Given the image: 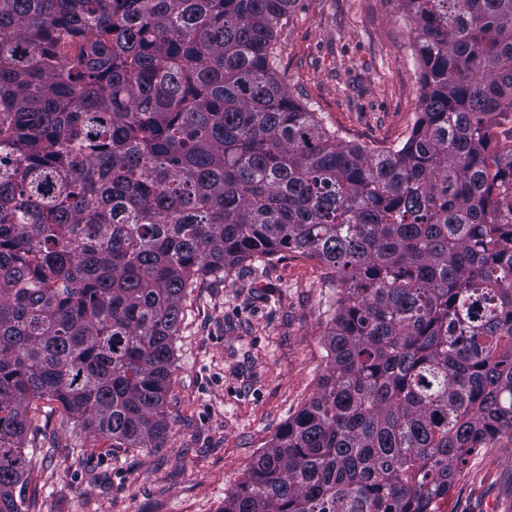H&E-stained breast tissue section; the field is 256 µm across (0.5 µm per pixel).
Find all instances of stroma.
I'll return each mask as SVG.
<instances>
[{
    "mask_svg": "<svg viewBox=\"0 0 512 512\" xmlns=\"http://www.w3.org/2000/svg\"><path fill=\"white\" fill-rule=\"evenodd\" d=\"M275 68L339 137L402 144L419 112L420 68L395 0H298ZM328 271L290 253L200 278L182 302L161 448H116L54 401L29 407V512H220L276 432L318 391ZM441 512H512V436L479 449Z\"/></svg>",
    "mask_w": 512,
    "mask_h": 512,
    "instance_id": "obj_1",
    "label": "stroma"
}]
</instances>
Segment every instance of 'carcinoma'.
Returning a JSON list of instances; mask_svg holds the SVG:
<instances>
[{
	"label": "carcinoma",
	"mask_w": 512,
	"mask_h": 512,
	"mask_svg": "<svg viewBox=\"0 0 512 512\" xmlns=\"http://www.w3.org/2000/svg\"><path fill=\"white\" fill-rule=\"evenodd\" d=\"M297 0H0V512L27 408L158 448L182 301L254 255L336 289L318 393L220 512H438L512 430V0H396L401 146L329 133L275 73Z\"/></svg>",
	"instance_id": "obj_1"
}]
</instances>
